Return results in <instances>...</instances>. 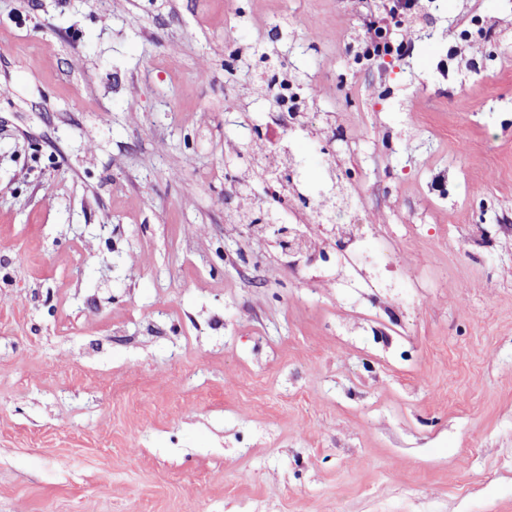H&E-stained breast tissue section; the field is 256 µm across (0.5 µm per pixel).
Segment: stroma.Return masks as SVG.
Segmentation results:
<instances>
[{"mask_svg": "<svg viewBox=\"0 0 512 512\" xmlns=\"http://www.w3.org/2000/svg\"><path fill=\"white\" fill-rule=\"evenodd\" d=\"M382 5L0 0V512H512V0ZM272 46L404 281L228 223Z\"/></svg>", "mask_w": 512, "mask_h": 512, "instance_id": "35a3bbf8", "label": "stroma"}]
</instances>
